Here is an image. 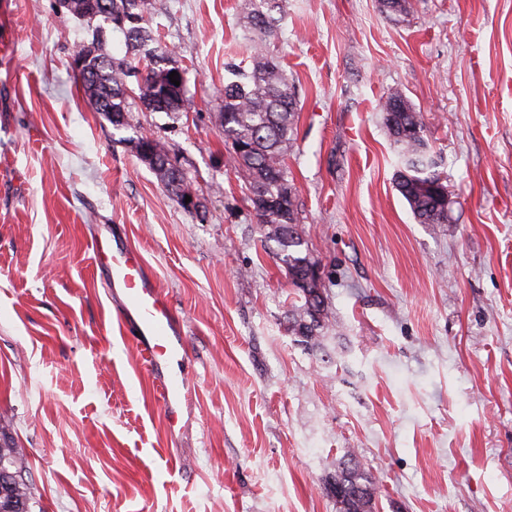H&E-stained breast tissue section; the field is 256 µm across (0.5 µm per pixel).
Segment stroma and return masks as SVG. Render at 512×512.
<instances>
[{
    "mask_svg": "<svg viewBox=\"0 0 512 512\" xmlns=\"http://www.w3.org/2000/svg\"><path fill=\"white\" fill-rule=\"evenodd\" d=\"M151 3L188 104L133 100L116 128L70 66L94 24L0 0V435L26 453L31 512H336L349 451L378 512H512V0H286L269 47L299 99L288 176L331 311L312 348L218 118L251 48L238 0ZM390 88L424 116L447 223L396 188ZM144 134L196 207L131 152ZM104 224L184 322L180 432L93 273Z\"/></svg>",
    "mask_w": 512,
    "mask_h": 512,
    "instance_id": "stroma-1",
    "label": "stroma"
}]
</instances>
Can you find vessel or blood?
I'll use <instances>...</instances> for the list:
<instances>
[{"mask_svg": "<svg viewBox=\"0 0 512 512\" xmlns=\"http://www.w3.org/2000/svg\"><path fill=\"white\" fill-rule=\"evenodd\" d=\"M90 249L108 294L119 301V322L137 340L158 380L165 420L175 426L178 406L192 394L189 379L170 369L188 353L183 324L137 253L125 245H109L100 231L92 236Z\"/></svg>", "mask_w": 512, "mask_h": 512, "instance_id": "1", "label": "vessel or blood"}]
</instances>
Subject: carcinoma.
Returning a JSON list of instances; mask_svg holds the SVG:
<instances>
[{
	"label": "carcinoma",
	"instance_id": "obj_1",
	"mask_svg": "<svg viewBox=\"0 0 512 512\" xmlns=\"http://www.w3.org/2000/svg\"><path fill=\"white\" fill-rule=\"evenodd\" d=\"M104 2L108 10L92 15L91 0H63L75 18L101 21L98 29L102 33L106 24H112V31L123 35L127 49L143 55L146 66L141 69L114 58L99 40L94 45L82 46L80 51L93 53L81 86L95 111L115 127L124 125L129 99L127 79L132 76L137 77V98L140 104L147 105V111H184L187 83L173 86L170 97L163 96L164 88L170 84L169 74L177 67L171 65L172 51L156 38L149 25L150 0ZM240 9L257 33V40L249 55L248 68L226 64L230 78L224 81V106L220 113L224 142L230 146L234 166L244 178L246 202L253 208L257 197L270 201L268 207L255 212V217L263 228L264 242L275 244L274 255L297 295L288 311V332L302 343L315 344L328 329L331 312L321 283L299 287L314 256L298 229V205L285 161L298 117V101L278 61L266 48L278 22L271 11L283 12V4L279 0H241ZM381 112L397 147L398 192L420 223H448V197L442 191L444 177L429 155L422 112L398 89L386 94ZM129 144L139 156L146 147L159 159L169 154L167 145L159 138L140 136L129 139ZM0 462L11 471H27L23 449L11 441L0 443ZM332 478L338 486V512H377V482L354 452L336 461ZM31 501L30 486L22 483L14 490L9 512H31Z\"/></svg>",
	"mask_w": 512,
	"mask_h": 512
}]
</instances>
